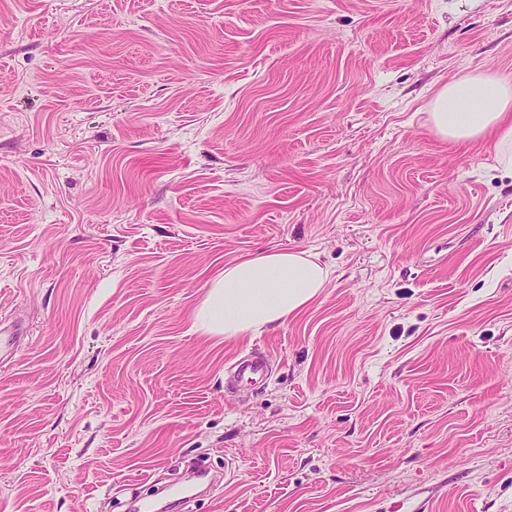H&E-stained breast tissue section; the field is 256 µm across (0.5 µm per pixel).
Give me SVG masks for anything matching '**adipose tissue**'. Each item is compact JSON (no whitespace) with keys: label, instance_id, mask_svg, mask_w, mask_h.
<instances>
[{"label":"adipose tissue","instance_id":"1","mask_svg":"<svg viewBox=\"0 0 512 512\" xmlns=\"http://www.w3.org/2000/svg\"><path fill=\"white\" fill-rule=\"evenodd\" d=\"M429 121L442 139L456 144L494 135L499 163L512 167L511 80L488 70L452 79L430 102ZM329 277V269L304 251L275 249L225 264L194 326L228 339L281 324L318 299Z\"/></svg>","mask_w":512,"mask_h":512}]
</instances>
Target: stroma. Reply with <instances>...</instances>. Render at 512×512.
Returning <instances> with one entry per match:
<instances>
[{"label":"stroma","instance_id":"35a3bbf8","mask_svg":"<svg viewBox=\"0 0 512 512\" xmlns=\"http://www.w3.org/2000/svg\"><path fill=\"white\" fill-rule=\"evenodd\" d=\"M512 0H0V512H512V170L428 104ZM316 255L306 311L194 314ZM264 351L259 388L226 390ZM330 270L304 251L270 250L225 264L195 313L206 335L236 338L306 310L318 299ZM233 378L237 383H265L268 371L264 357L252 354L237 360L233 368Z\"/></svg>","mask_w":512,"mask_h":512}]
</instances>
